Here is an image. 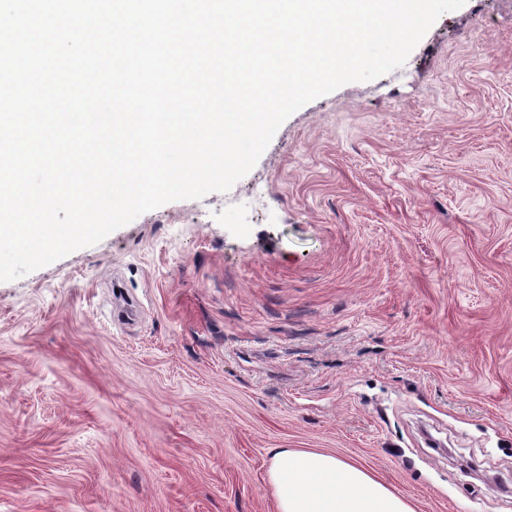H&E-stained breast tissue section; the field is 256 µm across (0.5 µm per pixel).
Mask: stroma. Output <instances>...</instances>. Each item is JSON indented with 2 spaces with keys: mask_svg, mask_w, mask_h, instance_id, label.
<instances>
[{
  "mask_svg": "<svg viewBox=\"0 0 512 512\" xmlns=\"http://www.w3.org/2000/svg\"><path fill=\"white\" fill-rule=\"evenodd\" d=\"M273 448L512 512V0L0 282V512H277Z\"/></svg>",
  "mask_w": 512,
  "mask_h": 512,
  "instance_id": "stroma-1",
  "label": "stroma"
}]
</instances>
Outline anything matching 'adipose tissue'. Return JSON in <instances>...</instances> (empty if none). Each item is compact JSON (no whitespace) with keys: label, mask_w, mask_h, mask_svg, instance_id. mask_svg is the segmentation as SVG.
<instances>
[{"label":"adipose tissue","mask_w":512,"mask_h":512,"mask_svg":"<svg viewBox=\"0 0 512 512\" xmlns=\"http://www.w3.org/2000/svg\"><path fill=\"white\" fill-rule=\"evenodd\" d=\"M267 479L277 512H414L364 467L330 453L272 449Z\"/></svg>","instance_id":"1"}]
</instances>
